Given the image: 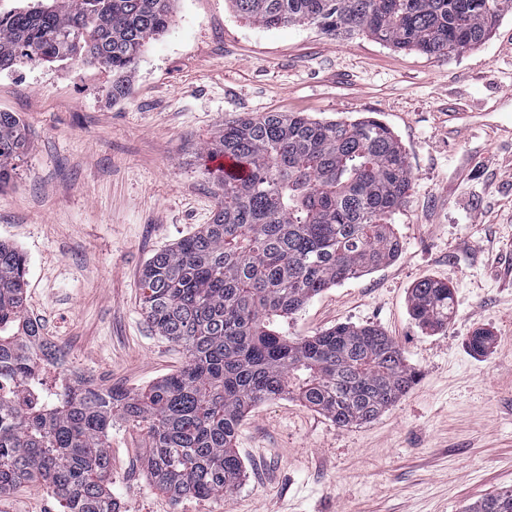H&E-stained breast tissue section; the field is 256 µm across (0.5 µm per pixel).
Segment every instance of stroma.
Masks as SVG:
<instances>
[{"instance_id":"35a3bbf8","label":"stroma","mask_w":512,"mask_h":512,"mask_svg":"<svg viewBox=\"0 0 512 512\" xmlns=\"http://www.w3.org/2000/svg\"><path fill=\"white\" fill-rule=\"evenodd\" d=\"M110 73L26 60L0 71V111L28 151L0 190V239L27 258V300L73 384L138 390L178 370L182 348L140 307L157 252L210 223L218 195L193 155L245 112L374 117L403 146L411 189L391 218L401 254L312 299L288 323L311 336L370 325L396 339L419 381L372 422L340 427L284 397L256 405L236 447L244 476L221 499L173 500L142 465L146 433L112 427L121 512H465L512 489V13L474 50L434 56L365 34L265 29L229 0H175L142 49L123 99ZM473 112L465 134L448 114ZM453 290L445 329L410 312L416 282ZM491 332L486 355L467 339ZM0 512H61L50 491L0 496Z\"/></svg>"}]
</instances>
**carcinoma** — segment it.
<instances>
[{
  "instance_id": "cac0c4a2",
  "label": "carcinoma",
  "mask_w": 512,
  "mask_h": 512,
  "mask_svg": "<svg viewBox=\"0 0 512 512\" xmlns=\"http://www.w3.org/2000/svg\"><path fill=\"white\" fill-rule=\"evenodd\" d=\"M173 0H19L0 7V70L24 60L77 61L131 92L145 44L172 22ZM265 28L310 25L331 37L366 33L398 49L447 55L480 46L512 0H229ZM27 128L0 112V189L25 154ZM220 190L211 223L157 253L140 280L142 312L181 346L184 366L138 391L48 386L55 352L26 313V260L0 240V496L44 484L62 512H120L110 436L119 416L147 431L144 465L176 500L222 498L238 484L235 440L253 406L291 395L337 425L368 423L418 376L393 337L338 324L292 338L284 324L325 289L395 260L389 217L408 197L407 155L366 117L245 112L196 149ZM423 328L448 325L453 292L427 278L411 293ZM477 330L467 345L488 349ZM467 512H512V490Z\"/></svg>"
}]
</instances>
